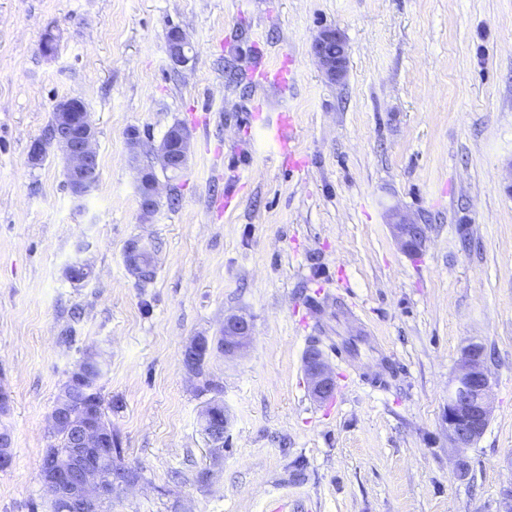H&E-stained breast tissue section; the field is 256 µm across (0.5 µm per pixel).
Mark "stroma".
<instances>
[{
  "label": "stroma",
  "instance_id": "obj_1",
  "mask_svg": "<svg viewBox=\"0 0 512 512\" xmlns=\"http://www.w3.org/2000/svg\"><path fill=\"white\" fill-rule=\"evenodd\" d=\"M176 27L193 49L183 67L168 54ZM326 27L347 42L338 84L311 53ZM281 68L283 88L268 77ZM70 96L98 128L99 180L80 200L59 152L28 161ZM281 112L298 171L276 153ZM178 123L187 167L161 175L160 209L141 223L136 169L150 157L126 132L157 142ZM395 208L428 224L419 256L395 242ZM137 236L156 247L146 285L123 260ZM78 260L91 273L74 281ZM230 312L251 317L250 346L211 352L194 377L186 345ZM471 339L493 414L461 476L448 390ZM312 346L336 377L325 401L307 386ZM94 350L122 456L142 470L112 512H502L512 0H0V426L13 453L0 512L41 499L49 415ZM212 398L229 419L216 461L199 425Z\"/></svg>",
  "mask_w": 512,
  "mask_h": 512
}]
</instances>
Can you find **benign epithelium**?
<instances>
[{"label": "benign epithelium", "mask_w": 512, "mask_h": 512, "mask_svg": "<svg viewBox=\"0 0 512 512\" xmlns=\"http://www.w3.org/2000/svg\"><path fill=\"white\" fill-rule=\"evenodd\" d=\"M192 52L189 40L177 29L168 40V53L173 64L185 66ZM311 52L324 77L331 83L342 81L347 72L348 50L344 35L340 30H322L311 45ZM97 127L88 115L84 102L79 97L60 100L54 107V132L50 140L33 142L29 151L31 165L41 164L50 148L61 152L73 182L74 196L86 195L96 182ZM190 131L182 124L171 127L151 151L161 171L172 174L182 172L188 163ZM137 190L140 219L151 220L161 204L160 183L155 168L150 166L138 172ZM389 226L398 245L409 255L422 251L428 241L429 225L419 223V219L400 211L389 215ZM146 243L135 238L125 247L124 259L134 277H139L141 260ZM253 321L244 313L224 315V355L235 356L246 349L252 339ZM209 340L197 336L184 350V363L189 372L196 373V364ZM483 346L469 342L461 349L458 366L452 385L448 391V441L458 452L457 467L460 475L467 473L464 453L473 446L486 430L492 414L491 379L483 360ZM308 387L312 397L325 400L333 395L336 382L329 372L322 354L315 349L305 356ZM224 404L213 399L201 411L204 425L209 427L207 438L213 439L227 430L228 421L214 420L216 411ZM75 453L84 456L90 452L98 454L107 449L111 440V430L102 424H75ZM44 486L49 499L54 500L65 493L68 500L91 512L94 505L103 498L116 495V488L96 480L75 466L64 482L47 479Z\"/></svg>", "instance_id": "1"}]
</instances>
